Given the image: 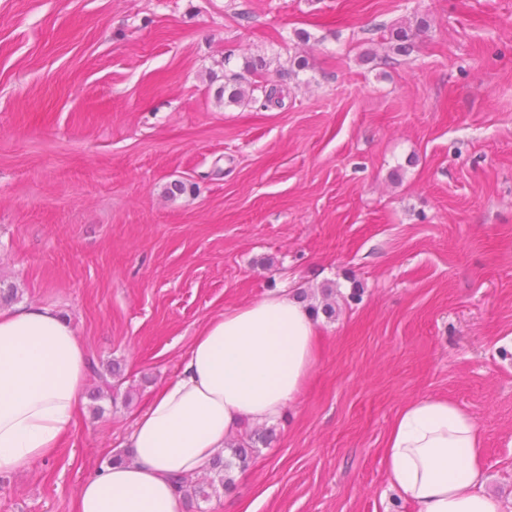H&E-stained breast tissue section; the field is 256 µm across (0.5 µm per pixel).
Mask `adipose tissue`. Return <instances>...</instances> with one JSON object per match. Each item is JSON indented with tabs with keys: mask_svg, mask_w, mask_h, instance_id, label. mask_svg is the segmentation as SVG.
<instances>
[{
	"mask_svg": "<svg viewBox=\"0 0 512 512\" xmlns=\"http://www.w3.org/2000/svg\"><path fill=\"white\" fill-rule=\"evenodd\" d=\"M318 338V320L286 291L226 309L194 337L177 377L138 415L126 442L130 460L86 481L73 512H186L176 479L206 472L245 428L278 421L305 387ZM88 359L57 311L0 308L1 472L63 446L82 404ZM382 455L390 490L411 512H502L486 490L481 432L449 399L406 403Z\"/></svg>",
	"mask_w": 512,
	"mask_h": 512,
	"instance_id": "1",
	"label": "adipose tissue"
}]
</instances>
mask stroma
I'll return each mask as SVG.
<instances>
[{"label":"stroma","instance_id":"35a3bbf8","mask_svg":"<svg viewBox=\"0 0 512 512\" xmlns=\"http://www.w3.org/2000/svg\"><path fill=\"white\" fill-rule=\"evenodd\" d=\"M254 57L281 105L217 99ZM329 284L302 395L188 512H409L381 448L427 395L475 419L512 512V0H0V288L131 392L88 381L0 512H72L211 319Z\"/></svg>","mask_w":512,"mask_h":512}]
</instances>
